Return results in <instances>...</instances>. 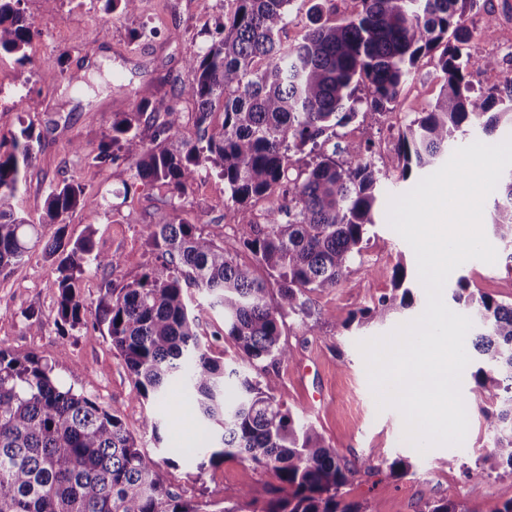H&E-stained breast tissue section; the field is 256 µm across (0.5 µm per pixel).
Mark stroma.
Returning <instances> with one entry per match:
<instances>
[{"instance_id": "1", "label": "stroma", "mask_w": 512, "mask_h": 512, "mask_svg": "<svg viewBox=\"0 0 512 512\" xmlns=\"http://www.w3.org/2000/svg\"><path fill=\"white\" fill-rule=\"evenodd\" d=\"M19 8L35 19L40 37L28 47V84L19 83L14 56L0 54V142L9 143L12 133L25 126L38 134L39 141L16 210L28 223H40L49 189L70 176L77 177L87 197L99 201L96 213L79 209L67 219L69 237L93 229L97 250L121 258L118 268L85 274L82 294L91 303L97 301L105 282L122 286L154 265L155 256L139 230L170 212L171 206L165 189L141 185L126 163L98 165L86 154L109 133L116 114L134 111L141 98L158 95L180 112V138L195 139V108L180 93L192 78L184 59L189 51L218 37L229 3L141 0L132 14L106 13L100 0H58L52 10L44 0H21ZM490 21L496 31L489 38L484 30ZM465 22L470 39L464 50L472 62L485 58L500 62L497 68L475 71L473 91L478 94L512 74L507 61L512 54V0H479ZM67 70L86 74L85 84L78 89L69 86L63 79ZM442 84L436 59L423 58L393 110L374 120L359 117L338 128L339 140L370 139L383 197L406 193L418 183V176L401 177L398 135L417 113L435 103ZM79 142L85 153L75 152ZM187 197L178 213L183 221L208 230L233 224L234 213L224 200V181L211 166L200 167ZM494 247L493 266L467 261L448 278V286H455L457 277L463 276L471 289L511 303L512 249L499 241ZM400 264L409 273L417 271L412 248L389 226L386 211H379L347 277L335 289L312 294L308 315L286 318L282 339L293 357L276 367L277 398L330 440L343 463L373 461L374 472L360 474L348 486L347 499L374 500L380 512H415L419 500L440 498L461 502L469 512H493L512 499V474L489 477L477 468L476 460L490 439L479 413H471L462 446L436 447L422 454L404 441L400 413L377 408L357 344L421 315L425 290L413 288L411 306L384 320L360 325L351 317L390 293L393 271ZM56 276L55 262L38 248L0 271V346L19 356L33 353L46 359L63 387L96 398L117 412L131 431H138L144 416L156 415L162 443L148 435L140 439L151 456H164L172 447H198L194 408L182 400L168 409L137 398L134 382L109 338L83 328L58 336L51 286ZM30 314L42 320V333L30 332L26 320ZM398 454L412 458L413 474L395 477L383 467L384 459ZM162 475L172 489L220 504L235 501L245 488L264 495L274 481L270 473L238 460L201 473L191 465L166 466ZM475 482L481 493L474 498L467 490Z\"/></svg>"}]
</instances>
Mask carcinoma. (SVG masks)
I'll return each mask as SVG.
<instances>
[{"label": "carcinoma", "mask_w": 512, "mask_h": 512, "mask_svg": "<svg viewBox=\"0 0 512 512\" xmlns=\"http://www.w3.org/2000/svg\"><path fill=\"white\" fill-rule=\"evenodd\" d=\"M220 37L185 58L193 79L181 94L196 107L197 137L175 149L181 113L164 98L142 99L136 111L113 120L98 143L96 164L123 159L144 185L160 184L172 213L141 225L156 263L120 288L107 284L97 302L81 295L87 270L112 269L120 256L95 250L93 231L65 239L67 218L76 208L94 213L100 204L81 185L65 178L51 187L40 224L15 210V199L34 159V133L11 134L0 152V270L25 259L44 229H53L43 248L56 263L55 325L91 327L111 339L137 396L166 406L178 395L195 404L204 446L156 460L140 446L122 418L95 399L62 389L53 368L35 354L14 355L0 347V512H380L370 500L351 501L344 488L375 465L341 463L339 452L315 426L276 399L278 374L271 367L291 360L281 341L284 318L308 313L309 295L334 289L361 254L369 226L382 205L378 170L368 139L350 141L341 152L346 167L323 147L358 116L376 118L391 110L418 61L438 54L444 85L435 103L399 135L401 177L440 165L462 126L491 137L512 126V81L471 95V64L462 46L464 26L477 0H357L360 8L336 22L324 7L311 8L307 33L284 46L292 0H230ZM20 0H0V53L13 54L18 80L26 84L35 20ZM222 111L221 125L212 124ZM310 157L296 177L288 174L289 153ZM224 179L226 202L236 221L231 242L224 233H203L178 219L201 166ZM279 200L263 217L254 201ZM493 228L512 245V168L497 184ZM251 255L241 262L240 251ZM407 278L403 265L394 286ZM411 289L383 296L361 318L383 319L408 306ZM453 300L470 310L474 324L468 356L476 408L492 446L478 459L492 474L512 470V303L475 294L462 281ZM222 313L224 340L233 343L252 377L211 355L201 343L200 321ZM226 460L249 461L276 483L259 498L244 489L223 508L177 493L161 476L162 466L194 462L198 471ZM389 472L405 476L410 457L384 460ZM416 512H467L446 498L421 500Z\"/></svg>", "instance_id": "obj_1"}]
</instances>
